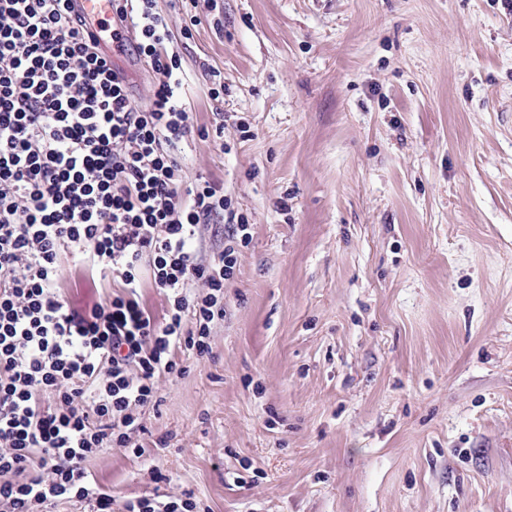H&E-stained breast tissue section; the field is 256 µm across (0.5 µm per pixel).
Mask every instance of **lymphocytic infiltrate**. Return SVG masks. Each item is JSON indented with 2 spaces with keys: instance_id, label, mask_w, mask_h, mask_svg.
<instances>
[{
  "instance_id": "1",
  "label": "lymphocytic infiltrate",
  "mask_w": 512,
  "mask_h": 512,
  "mask_svg": "<svg viewBox=\"0 0 512 512\" xmlns=\"http://www.w3.org/2000/svg\"><path fill=\"white\" fill-rule=\"evenodd\" d=\"M109 8L136 34L128 53L160 77L148 108L71 0H0V512L64 500L112 512L87 462L133 449L158 380L186 372L177 353H211L224 285L252 239L221 187L182 183L176 153L195 129L166 17L154 0ZM220 217L224 247L203 256L199 227ZM65 256L116 291L71 309ZM146 284L166 297L163 319L140 302Z\"/></svg>"
}]
</instances>
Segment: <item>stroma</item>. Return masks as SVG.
I'll return each instance as SVG.
<instances>
[{"instance_id":"35a3bbf8","label":"stroma","mask_w":512,"mask_h":512,"mask_svg":"<svg viewBox=\"0 0 512 512\" xmlns=\"http://www.w3.org/2000/svg\"><path fill=\"white\" fill-rule=\"evenodd\" d=\"M156 9L210 131L183 179L253 239L211 356L181 355L142 455L100 452L97 483L206 512H512V10L199 0L186 40ZM61 289L84 312L113 287Z\"/></svg>"}]
</instances>
